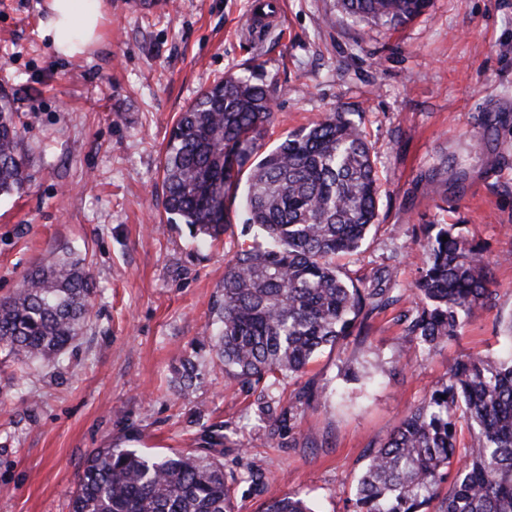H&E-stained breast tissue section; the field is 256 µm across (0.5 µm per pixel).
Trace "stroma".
<instances>
[{"mask_svg": "<svg viewBox=\"0 0 512 512\" xmlns=\"http://www.w3.org/2000/svg\"><path fill=\"white\" fill-rule=\"evenodd\" d=\"M168 0L141 13L106 0L99 44L56 55L45 0H0V91L28 160L23 193L0 198V296L47 252L86 258L101 289L65 367L0 363V512H70L88 457L155 455L223 436L234 512L296 493L316 512H351L372 448L454 362L496 351L512 320V0H431L388 30L340 0ZM251 66L273 90L269 144L329 112H350L373 145L379 218L342 272L383 289L367 337L318 354L275 385L225 378L199 346L242 213L208 246L164 212L161 160L176 119L227 72ZM429 224H454L494 263L495 300L460 339L422 350L405 328ZM192 359L199 383L181 392Z\"/></svg>", "mask_w": 512, "mask_h": 512, "instance_id": "obj_1", "label": "stroma"}]
</instances>
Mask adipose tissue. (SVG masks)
<instances>
[{
	"label": "adipose tissue",
	"mask_w": 512,
	"mask_h": 512,
	"mask_svg": "<svg viewBox=\"0 0 512 512\" xmlns=\"http://www.w3.org/2000/svg\"><path fill=\"white\" fill-rule=\"evenodd\" d=\"M49 17L39 31L57 54L72 58L87 52L100 39L101 0H47Z\"/></svg>",
	"instance_id": "ef3b65f1"
}]
</instances>
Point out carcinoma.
Here are the masks:
<instances>
[{
	"label": "carcinoma",
	"mask_w": 512,
	"mask_h": 512,
	"mask_svg": "<svg viewBox=\"0 0 512 512\" xmlns=\"http://www.w3.org/2000/svg\"><path fill=\"white\" fill-rule=\"evenodd\" d=\"M351 17L397 27L429 0H341ZM270 92L229 73L180 113L163 160L167 223L218 242L241 198L243 230L265 244L240 250L215 300L216 332L205 336L224 373L243 383L297 377L326 347L367 334L381 305L336 267L365 243L378 218L376 155L346 112L288 133L266 148ZM29 181L13 102L0 95V196ZM412 289L423 303L408 334L432 351L459 339L475 310L493 300V264L456 226L432 224ZM86 259L51 252L9 296L0 297V353L20 371L60 368L93 307ZM505 355L472 352L450 379L409 409L373 449L352 512H512V322ZM180 389L196 386L188 359ZM474 432L460 447L463 428ZM71 512H232L220 453L152 455L102 448L87 460ZM261 512H312L298 494L275 496Z\"/></svg>",
	"instance_id": "obj_1"
}]
</instances>
